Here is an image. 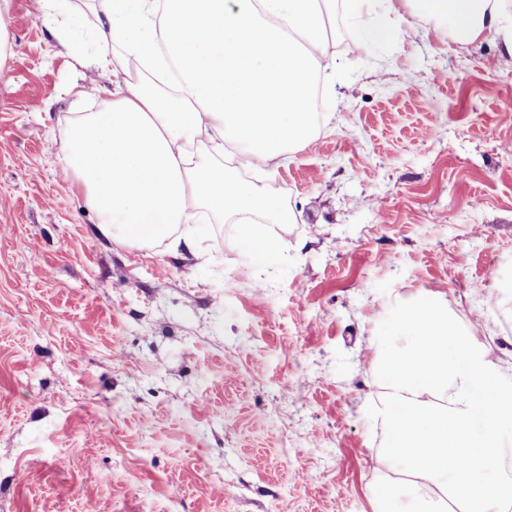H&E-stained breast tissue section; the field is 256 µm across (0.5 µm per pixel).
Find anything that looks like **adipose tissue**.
<instances>
[{
	"instance_id": "adipose-tissue-1",
	"label": "adipose tissue",
	"mask_w": 512,
	"mask_h": 512,
	"mask_svg": "<svg viewBox=\"0 0 512 512\" xmlns=\"http://www.w3.org/2000/svg\"><path fill=\"white\" fill-rule=\"evenodd\" d=\"M417 15L459 42L498 32L512 54L507 0H410ZM102 46L92 66L112 96L77 117L65 171L83 188L108 238L146 243L208 214L290 220L277 197L220 159L276 167L313 132L320 79H333L326 26L336 0H93Z\"/></svg>"
}]
</instances>
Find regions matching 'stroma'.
I'll list each match as a JSON object with an SVG mask.
<instances>
[{
  "instance_id": "obj_1",
  "label": "stroma",
  "mask_w": 512,
  "mask_h": 512,
  "mask_svg": "<svg viewBox=\"0 0 512 512\" xmlns=\"http://www.w3.org/2000/svg\"><path fill=\"white\" fill-rule=\"evenodd\" d=\"M39 9L0 0V512H374L395 303L437 295L512 378V55L337 17L330 111L240 174L291 215L260 264L221 218L192 252L97 233L64 144L111 79Z\"/></svg>"
}]
</instances>
